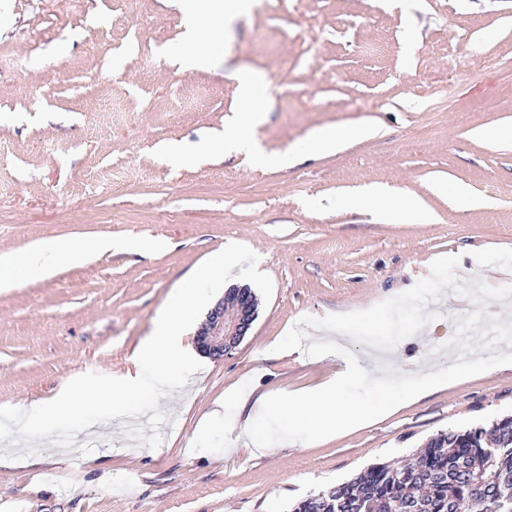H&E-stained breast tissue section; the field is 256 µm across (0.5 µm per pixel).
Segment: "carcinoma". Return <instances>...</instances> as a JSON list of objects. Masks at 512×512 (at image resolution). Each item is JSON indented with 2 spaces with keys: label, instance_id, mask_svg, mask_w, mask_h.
<instances>
[{
  "label": "carcinoma",
  "instance_id": "cac0c4a2",
  "mask_svg": "<svg viewBox=\"0 0 512 512\" xmlns=\"http://www.w3.org/2000/svg\"><path fill=\"white\" fill-rule=\"evenodd\" d=\"M512 512V415L488 429L439 433L414 463L387 461L327 491L310 495L292 512Z\"/></svg>",
  "mask_w": 512,
  "mask_h": 512
}]
</instances>
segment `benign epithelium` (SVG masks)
I'll return each instance as SVG.
<instances>
[{
    "label": "benign epithelium",
    "mask_w": 512,
    "mask_h": 512,
    "mask_svg": "<svg viewBox=\"0 0 512 512\" xmlns=\"http://www.w3.org/2000/svg\"><path fill=\"white\" fill-rule=\"evenodd\" d=\"M255 318L252 291L246 285H232L196 332V347L200 352L220 359L239 345Z\"/></svg>",
    "instance_id": "1"
}]
</instances>
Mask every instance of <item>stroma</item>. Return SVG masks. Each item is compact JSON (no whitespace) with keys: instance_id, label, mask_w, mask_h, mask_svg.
I'll use <instances>...</instances> for the list:
<instances>
[{"instance_id":"1","label":"stroma","mask_w":512,"mask_h":512,"mask_svg":"<svg viewBox=\"0 0 512 512\" xmlns=\"http://www.w3.org/2000/svg\"><path fill=\"white\" fill-rule=\"evenodd\" d=\"M180 13L164 0H0V252L49 239L112 238V251L0 291V407L28 408L86 372L122 377L171 296L209 256L240 243L270 300L232 353L202 357L161 398L162 442L131 437L147 416L37 441L40 466L0 467V512H288L368 466L410 458L438 433L512 414V0H259L226 17L224 53L176 61ZM263 76L254 138L294 165L257 169L205 149L250 108L229 71ZM374 137L303 154L318 130ZM178 145L180 155L168 154ZM373 185L416 197L423 224H393ZM473 204H460L455 189ZM392 350L403 373L449 362L448 338L489 373L325 441L260 452L209 422L218 405L282 400L340 366ZM296 349L279 351L285 340Z\"/></svg>"}]
</instances>
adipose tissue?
Wrapping results in <instances>:
<instances>
[{
	"label": "adipose tissue",
	"mask_w": 512,
	"mask_h": 512,
	"mask_svg": "<svg viewBox=\"0 0 512 512\" xmlns=\"http://www.w3.org/2000/svg\"><path fill=\"white\" fill-rule=\"evenodd\" d=\"M184 14L186 48L182 62L186 68L197 67L202 61L221 55L223 44L213 35L224 17L247 11L250 0H175ZM260 111L242 113L222 138L212 141V148L238 149L247 152L256 167H285L293 161L290 153H265L253 139V129L260 122ZM113 248L109 239H51L31 246L18 253L0 256V266L5 273L0 276V288L18 286L16 270H23L25 277L39 278L57 265L78 264L95 252H108ZM369 366L350 363L328 382L309 389L292 399L293 414L283 422L278 440L288 441L298 436L325 439L342 427L353 428L368 423L377 410H390L399 405L426 396L444 385L448 379L445 371L436 370L424 376H404L388 383L380 409L351 405L341 400L346 382L365 376ZM227 428L237 429L239 435L263 441L266 448H273L275 441L267 439L261 425L253 416L232 417Z\"/></svg>",
	"instance_id": "obj_1"
}]
</instances>
